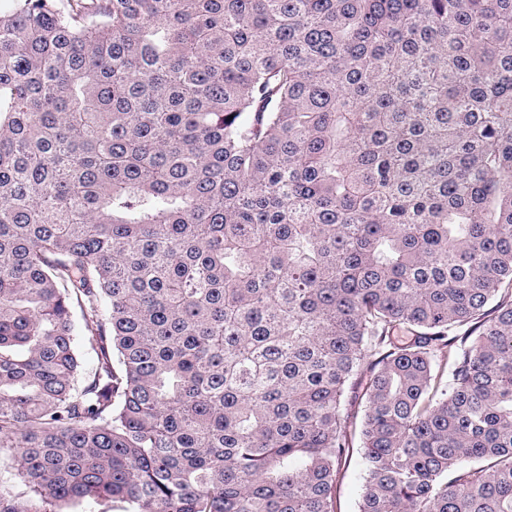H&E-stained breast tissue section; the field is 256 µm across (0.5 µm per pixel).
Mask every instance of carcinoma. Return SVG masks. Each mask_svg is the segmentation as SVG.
I'll use <instances>...</instances> for the list:
<instances>
[{
	"mask_svg": "<svg viewBox=\"0 0 512 512\" xmlns=\"http://www.w3.org/2000/svg\"><path fill=\"white\" fill-rule=\"evenodd\" d=\"M361 384L359 512H512V0L0 11V512H335Z\"/></svg>",
	"mask_w": 512,
	"mask_h": 512,
	"instance_id": "obj_1",
	"label": "carcinoma"
}]
</instances>
